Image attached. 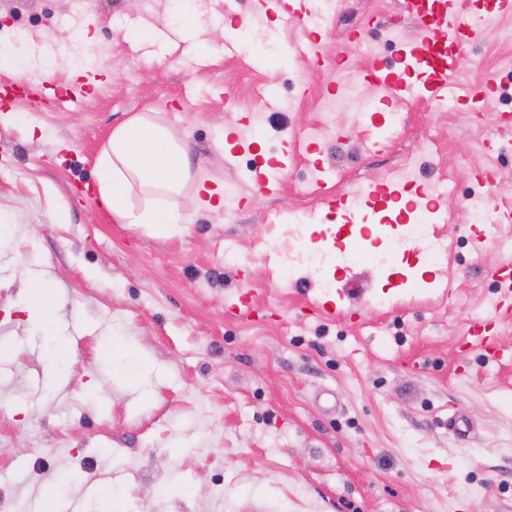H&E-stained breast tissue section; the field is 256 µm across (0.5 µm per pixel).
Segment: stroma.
I'll return each instance as SVG.
<instances>
[{"label":"stroma","instance_id":"stroma-1","mask_svg":"<svg viewBox=\"0 0 512 512\" xmlns=\"http://www.w3.org/2000/svg\"><path fill=\"white\" fill-rule=\"evenodd\" d=\"M191 3L194 33L181 0H0V50L20 63L0 68V512H512V317L494 315L512 225L460 216L477 171L512 196V154L472 149L495 139L512 82L481 112L457 101L512 70L497 36L512 18L460 54L446 105L379 106L392 124L380 148L369 114L339 113L265 195L246 179L254 159L292 153L361 76L366 40L418 25L400 0H340L315 58L261 0ZM82 27L85 46L71 39ZM195 36L204 46L188 51ZM67 86L85 93L62 108L53 91ZM139 113L184 139L208 184L235 185L234 201L201 211L186 187L169 234L106 212L96 161ZM230 130L252 152L227 156ZM409 161L418 180L457 182L447 223L423 238L372 223L313 269L325 197L398 180ZM40 276L55 289L50 333L25 309ZM243 293L249 312L233 315ZM478 319L502 360L466 347ZM60 339L63 360L47 349ZM454 414L465 434L449 431Z\"/></svg>","mask_w":512,"mask_h":512}]
</instances>
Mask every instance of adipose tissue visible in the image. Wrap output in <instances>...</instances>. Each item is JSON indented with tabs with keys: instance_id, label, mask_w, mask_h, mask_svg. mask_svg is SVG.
<instances>
[{
	"instance_id": "ef3b65f1",
	"label": "adipose tissue",
	"mask_w": 512,
	"mask_h": 512,
	"mask_svg": "<svg viewBox=\"0 0 512 512\" xmlns=\"http://www.w3.org/2000/svg\"><path fill=\"white\" fill-rule=\"evenodd\" d=\"M96 182L104 208L125 224L154 234L181 223L176 197L194 185L200 204L218 210L224 203L219 189L206 185L194 169L177 136L156 119L138 114L113 130L96 162ZM143 201L133 205V192Z\"/></svg>"
}]
</instances>
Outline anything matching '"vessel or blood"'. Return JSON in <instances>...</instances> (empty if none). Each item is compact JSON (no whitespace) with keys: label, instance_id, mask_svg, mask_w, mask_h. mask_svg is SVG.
<instances>
[{"label":"vessel or blood","instance_id":"1","mask_svg":"<svg viewBox=\"0 0 512 512\" xmlns=\"http://www.w3.org/2000/svg\"><path fill=\"white\" fill-rule=\"evenodd\" d=\"M268 10L280 19L297 15L304 36L296 50L302 55H319V31L324 18L317 0H267ZM403 9L418 23V35L400 45L402 71L395 72L378 64L366 69V80L383 90L385 105L405 100L442 101L448 93L450 78L458 56L478 42L488 25L512 17V0H403ZM282 163L261 162L252 167L249 180L261 193L270 194L280 185ZM372 205L391 207L399 216L424 208L431 223L447 220V210L431 197L427 186L410 188L395 181L372 183L364 191ZM501 295L497 306L500 315L512 314V265L497 270Z\"/></svg>","mask_w":512,"mask_h":512}]
</instances>
